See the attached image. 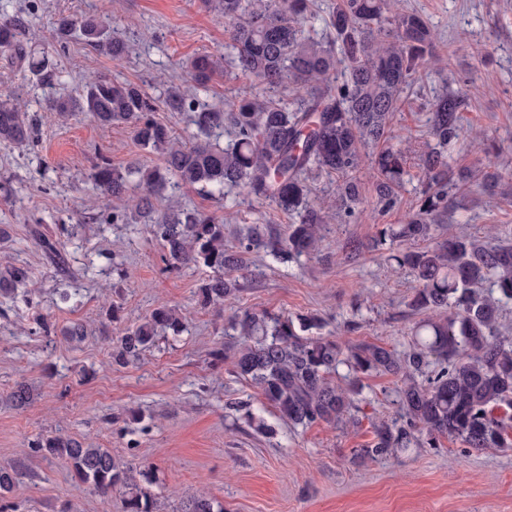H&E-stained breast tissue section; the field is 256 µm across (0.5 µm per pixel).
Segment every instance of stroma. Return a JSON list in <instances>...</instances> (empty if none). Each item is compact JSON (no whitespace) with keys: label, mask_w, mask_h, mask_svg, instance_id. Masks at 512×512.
<instances>
[{"label":"stroma","mask_w":512,"mask_h":512,"mask_svg":"<svg viewBox=\"0 0 512 512\" xmlns=\"http://www.w3.org/2000/svg\"><path fill=\"white\" fill-rule=\"evenodd\" d=\"M398 5L428 21L439 59L413 84L412 108L396 113L395 127L410 129V145L421 152L422 103L444 88L460 92L462 124L475 135L457 162L499 176L494 194L475 185L455 198L443 235L512 229V0ZM62 13L104 18L127 44V56L115 63L77 42L60 47L54 23ZM3 15L19 19L27 47L48 57L55 71L50 90L60 98L77 97L86 81L104 75L138 84L154 98L174 83L217 106L243 85L233 75L203 87L190 79L191 61L224 53L227 42L223 20L200 0H0ZM24 75L0 56V91H16L39 128L27 148L0 142V271L24 265L31 272L29 301L0 297V467L22 472L10 496L19 512H122L125 487L105 496L77 489L60 460L31 450L40 435L71 436L150 470L143 488L156 512H184L201 494L224 512H512V448L475 451L444 438L437 447L382 460L356 455L373 439L374 423L395 417L400 377L362 378L357 428L296 429L230 361L212 356L235 344L224 330L246 310L315 315L324 321L321 335L343 345L407 350L419 320L408 308L417 283L370 243L381 225L398 224L414 208L417 165H410L388 212L380 209L370 171L361 170L358 222L329 221L318 253L298 264L252 254L254 274L243 291L204 308L198 290L211 270L165 271L163 245L143 217L131 209L126 223H113L111 199L89 179L101 160L122 170L160 164V154L139 146L124 125L103 127L85 112L59 119L44 107L47 89ZM491 143L500 152L488 151ZM182 194L189 207L224 218L229 247L250 225L294 221L252 196L218 201L193 188ZM43 237L58 243L66 271L46 258ZM354 242L363 243L360 253L352 252ZM161 304L186 315L187 332L159 338L133 364L113 365V343ZM44 318L54 326L51 334L38 326ZM78 322L86 336H64ZM20 382L34 393L22 410L8 400Z\"/></svg>","instance_id":"1"}]
</instances>
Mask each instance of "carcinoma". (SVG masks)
<instances>
[{
	"label": "carcinoma",
	"instance_id": "carcinoma-1",
	"mask_svg": "<svg viewBox=\"0 0 512 512\" xmlns=\"http://www.w3.org/2000/svg\"><path fill=\"white\" fill-rule=\"evenodd\" d=\"M224 19L227 53L201 55L191 62L199 85L232 69L252 80L254 91L220 108L187 100L168 86L163 100L170 112L189 111L197 129L195 141L180 144L168 125L156 120L155 100L133 83L102 76L90 81L74 100L45 99L62 116L87 112L103 126L125 124L136 142L159 151L163 163L120 171L108 161L96 164L90 180L101 195L117 202L135 198L139 212H153L152 198L163 194L166 212L151 220L152 233L165 250L166 269L191 266L213 270L199 288L201 305L218 306L242 290L253 274L250 256L263 251L281 263L311 257L325 230L324 208L311 200V182L326 175L336 180V215L346 223L359 216L358 173L368 162L376 180L378 201L390 210L408 175L407 137L395 133L393 117L402 111L416 75L437 57L432 31L415 12L385 16L391 0H336L323 36L306 29L313 0H201ZM79 36L83 43L119 61L127 45L112 38L107 23L95 15L62 14L57 36L62 42ZM0 54L27 65L45 85L53 70L45 57L27 50L21 23L0 18ZM460 94L448 87L436 95L426 125L434 143L418 156L424 185L415 210L398 227H386L376 246L396 240L432 241L421 250L389 249L387 261L409 269L418 283L409 306L417 312L446 310L448 315L418 323L408 352L398 354L378 344L343 347L328 336H309L320 327L316 317L295 319L268 311H245L231 319L241 342L234 350V372L248 378L279 416L294 426L356 423L351 410L361 377L402 376L397 416L375 425L374 441L357 455L370 460L395 456L412 444L433 448L440 437L461 441L474 450L512 445V341L503 339L500 303L512 300V238L475 237L437 240L448 215L451 192L462 191L478 177L491 191L497 174L469 167L455 171L448 148L464 134L458 109ZM231 140L222 145L224 131ZM37 137L35 124L13 93L0 92V140L21 147ZM199 188L210 197L230 193L255 195L276 209L295 214L299 222L281 230L256 224L224 245V221L183 205L180 190ZM30 271L12 266L0 272V293H27ZM186 330L182 315L161 305L119 337L112 352L120 366L139 359L158 337ZM31 388L18 384L11 404L25 408ZM33 452L62 460L77 487L102 494L122 483L130 487L123 512H153L154 504L139 490L141 470L112 455L109 448L88 445L62 435L34 441ZM19 471L0 467V512L10 508ZM185 512H224V506L197 496Z\"/></svg>",
	"mask_w": 512,
	"mask_h": 512
}]
</instances>
